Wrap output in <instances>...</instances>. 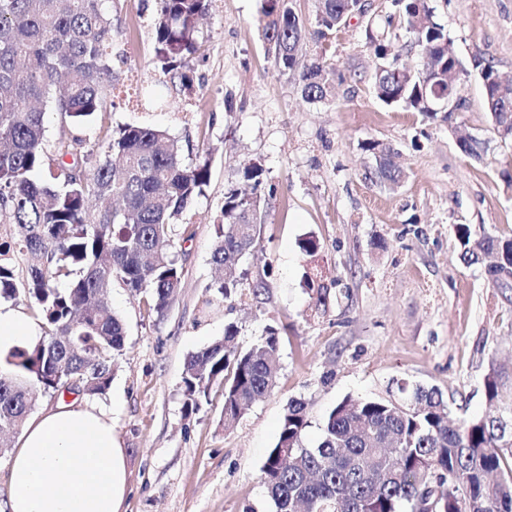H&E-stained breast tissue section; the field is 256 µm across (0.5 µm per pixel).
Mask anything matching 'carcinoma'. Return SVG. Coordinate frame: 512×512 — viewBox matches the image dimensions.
<instances>
[{
	"label": "carcinoma",
	"mask_w": 512,
	"mask_h": 512,
	"mask_svg": "<svg viewBox=\"0 0 512 512\" xmlns=\"http://www.w3.org/2000/svg\"><path fill=\"white\" fill-rule=\"evenodd\" d=\"M154 63L179 73L201 50L199 21L211 0H154ZM422 67L412 74L389 61L388 35L367 37L381 60L376 97L388 106L434 118L427 103L460 91L463 65L448 58V32L432 0H395ZM361 0H317V34L324 37L348 18L363 14ZM259 21L267 51L284 74L296 79L310 103L327 99L324 65L305 60V27L292 0H262ZM112 16L102 0H0V223L14 225L12 249L0 245V299H13L14 256L29 257L24 292L45 324L33 347L6 359L0 373V436L19 430L31 410L32 390L58 394L70 379L78 391L106 392L125 327L108 305L112 281L131 296L149 294L161 313L181 284L173 258V226L202 194L206 162L185 163L177 141L150 126H121L89 142L75 134L48 147L45 114L59 113L77 128L96 120L118 80L113 66ZM490 66L481 69L488 111L498 133L512 137V89L505 97ZM377 177L395 185L401 170L391 149L369 142ZM264 169H243L224 193L213 264L225 299L240 287L241 260L255 248L266 216L260 194ZM461 260L479 264L497 254L499 271L512 275V239L457 230ZM67 280L70 287L58 284ZM237 326L189 353L183 368L186 414L196 412L215 383L224 385V425L269 394L278 370V332L268 328L248 349L237 343ZM491 405L503 402L496 371L484 380ZM397 399L345 397L324 418L317 442H304L307 404L291 400L279 434L261 468L274 512H417L425 495L439 498L440 512H512V403L495 415L459 423L435 387L397 383Z\"/></svg>",
	"instance_id": "carcinoma-1"
}]
</instances>
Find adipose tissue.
<instances>
[{"mask_svg":"<svg viewBox=\"0 0 512 512\" xmlns=\"http://www.w3.org/2000/svg\"><path fill=\"white\" fill-rule=\"evenodd\" d=\"M39 329L0 305V361L33 345ZM10 512H122L126 459L111 410L62 404L29 420L9 462Z\"/></svg>","mask_w":512,"mask_h":512,"instance_id":"1","label":"adipose tissue"}]
</instances>
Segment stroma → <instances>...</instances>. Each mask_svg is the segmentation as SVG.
I'll return each instance as SVG.
<instances>
[{"mask_svg": "<svg viewBox=\"0 0 512 512\" xmlns=\"http://www.w3.org/2000/svg\"><path fill=\"white\" fill-rule=\"evenodd\" d=\"M365 3V15L321 38L316 0H293L306 30L302 54L330 74L331 97L313 104L268 55L261 0H211L201 55L187 71L189 93L151 63L154 0H104L124 59L102 121L76 129L58 113L46 115L48 142L73 133L93 141L107 126H152L177 139L186 161L206 159L210 170L185 216L192 236L176 242L183 277L166 311L112 285L110 305L126 339L110 387L92 398L39 391L33 399L35 416L75 399L111 409L127 463L124 512H271L261 467L293 399L307 404L311 443L345 396L387 399L403 378L437 387L456 419L486 412L490 370L512 390V289L489 280L484 266H466L456 236L465 224L477 235L512 238V186L501 177L512 172V138L495 129L480 77L489 64L512 78V0H433L466 69L462 104L446 120L378 100L367 29L391 26L400 63L414 68L419 58L394 0ZM142 86L161 107L137 108ZM461 133L483 142L481 159L460 151ZM369 141L396 151L404 170L398 185L375 178ZM253 162L264 169L266 221L239 267L242 287L217 299L211 254L224 192ZM309 236L318 241L312 256L301 248ZM259 281L268 288L257 295ZM230 322L240 347L271 325L280 348L273 391L228 428L218 383L196 414H185L182 372L186 356L221 338Z\"/></svg>", "mask_w": 512, "mask_h": 512, "instance_id": "stroma-1", "label": "stroma"}]
</instances>
